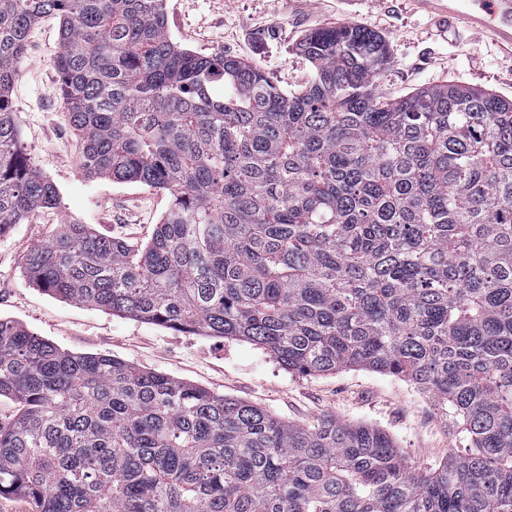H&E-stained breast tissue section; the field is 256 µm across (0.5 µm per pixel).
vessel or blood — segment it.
<instances>
[{
    "mask_svg": "<svg viewBox=\"0 0 512 512\" xmlns=\"http://www.w3.org/2000/svg\"><path fill=\"white\" fill-rule=\"evenodd\" d=\"M414 9L437 20H463L478 32L490 33L506 54L512 55V0H410Z\"/></svg>",
    "mask_w": 512,
    "mask_h": 512,
    "instance_id": "1",
    "label": "vessel or blood"
}]
</instances>
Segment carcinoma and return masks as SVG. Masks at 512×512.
<instances>
[{
  "label": "carcinoma",
  "mask_w": 512,
  "mask_h": 512,
  "mask_svg": "<svg viewBox=\"0 0 512 512\" xmlns=\"http://www.w3.org/2000/svg\"><path fill=\"white\" fill-rule=\"evenodd\" d=\"M88 178L168 192L132 247L64 222L23 259L65 301L234 338L291 372L359 367L428 393L466 434L408 466L384 431L268 411L0 318V497L30 512H512V101L440 85L377 97L386 40L307 34L284 93L167 33L166 0H0V235L59 192L12 106L31 28Z\"/></svg>",
  "instance_id": "carcinoma-1"
}]
</instances>
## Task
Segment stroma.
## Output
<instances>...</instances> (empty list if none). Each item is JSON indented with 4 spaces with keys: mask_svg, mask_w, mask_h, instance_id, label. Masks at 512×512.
Here are the masks:
<instances>
[{
    "mask_svg": "<svg viewBox=\"0 0 512 512\" xmlns=\"http://www.w3.org/2000/svg\"><path fill=\"white\" fill-rule=\"evenodd\" d=\"M166 10L168 34L181 47L256 64L287 93L301 90L310 75L296 43L316 29L355 23L387 41L390 63L378 80L384 99L445 84L512 99V58L489 34L438 22L415 12L409 0H166ZM59 50L57 20L42 19L27 40L12 92L22 140L57 186L62 206L37 212L0 237L1 317L70 352L109 355L256 405L286 422L312 424L334 416L384 430L415 468L439 465L465 446L463 433L449 427L432 399L398 377L356 367L297 374L247 342L112 315L30 284L23 257L58 224L76 221L141 245L171 203L167 192L138 182L83 176L53 70Z\"/></svg>",
    "mask_w": 512,
    "mask_h": 512,
    "instance_id": "obj_1",
    "label": "stroma"
}]
</instances>
